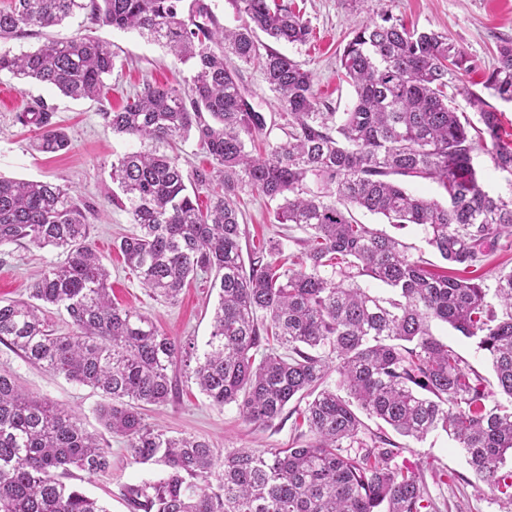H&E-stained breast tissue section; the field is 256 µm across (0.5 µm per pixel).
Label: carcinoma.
<instances>
[{
	"label": "carcinoma",
	"mask_w": 512,
	"mask_h": 512,
	"mask_svg": "<svg viewBox=\"0 0 512 512\" xmlns=\"http://www.w3.org/2000/svg\"><path fill=\"white\" fill-rule=\"evenodd\" d=\"M240 24H219L208 0H12L0 9V42L84 13L95 24L133 30L164 46L193 74L184 89L147 83L105 125L140 148L112 160V204L139 231L116 247L154 296L177 301L189 278L213 276L218 301L207 349L159 331L116 306L109 271L90 241V206L66 185L0 177V246H51L65 254L30 284L28 298L0 300V343L27 363L99 390L100 423L127 441L136 464L157 479L127 484L129 512H434L420 476L391 466L383 435L365 453L344 443L362 430L360 413L403 437L442 431L461 449L489 493L512 505V409L489 406L484 379L436 338L439 321L472 338L492 363L499 392L512 399V270L490 290L472 278L435 275L398 238L357 222L351 208L397 229L418 226L450 266L480 267L512 238V195H492L474 165L481 148L512 173V142L501 112L463 84L470 69L442 32L408 30L387 12L350 32L341 68L356 94L347 112H325L313 75L263 42L302 44L310 27L289 0H233ZM230 52L258 63L279 120L255 109ZM109 45L75 34L32 52L0 49V73L35 79L72 99H97L112 74ZM484 88L512 103V40L498 46ZM464 93L477 135L448 91ZM16 121L43 153L70 146L55 113L35 101ZM194 137L208 169L182 167L166 152ZM437 183L443 201L410 191ZM209 196L201 207L199 191ZM248 190L276 203L274 220L308 234L281 240L245 267L237 198ZM330 267L333 276L323 275ZM390 288L384 298L360 284ZM66 312L71 331L54 335L41 317ZM195 366H190V361ZM217 406L235 405L249 424L268 426L292 400L305 402L309 441L284 451L223 452L195 435L172 436L142 410L173 398L175 369ZM339 375L343 398L328 383ZM110 466V452L62 404L26 393L0 369V512H107L66 482Z\"/></svg>",
	"instance_id": "1"
}]
</instances>
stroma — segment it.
Wrapping results in <instances>:
<instances>
[{"instance_id": "1", "label": "stroma", "mask_w": 512, "mask_h": 512, "mask_svg": "<svg viewBox=\"0 0 512 512\" xmlns=\"http://www.w3.org/2000/svg\"><path fill=\"white\" fill-rule=\"evenodd\" d=\"M294 4L308 20L312 38L304 45H279L278 50L312 72L320 101L334 112L348 111L356 98L353 87L341 73L339 50L366 13L386 11L407 27L447 33L471 65L464 76L465 85L477 92L482 91L493 68L497 44L501 39H512V0H367L361 11L356 10L352 0H294ZM76 32L108 44L115 55V67L106 80L102 100H74L34 80L0 74V176L69 185L73 194L96 212L90 220V239L110 272L114 302L151 317L161 331L191 342L196 352H203L218 300L209 280H194L183 288L177 302H164L150 295L113 246L122 236L136 232L137 227L131 224L126 212L112 204V161L138 149L139 143L113 134L100 115L101 108L112 110L125 105L145 83L184 84L189 68L149 38L90 23L81 15L59 26L9 40L6 46L18 54ZM38 99L55 108L57 121L70 137L68 150L56 154L37 151L33 145L34 132L16 121L17 112ZM274 208V203L262 196L248 191L240 193L241 220L250 231V247H260L289 232L301 237V230L291 231L286 225L275 223ZM63 259L61 251L50 246H0V300L26 297L29 285L50 265ZM0 368L10 370L25 391L71 408L89 432L102 436L111 453L110 469L91 476L74 471L73 482L102 502L109 512H129L121 496L123 485L152 479L159 468L132 463L126 440L105 432L96 412L102 401L100 392L33 367L3 344ZM144 418L149 425L169 434L199 436L224 450L276 451L291 447L299 435L290 418L276 420L264 428L244 423L236 406L213 405L192 379L184 377L179 380L177 396L166 405L147 407ZM365 425L358 436L359 443L370 444L376 433L390 434L400 448L394 465L422 475L438 512H512V506L485 489L446 434L433 433L415 441L391 433L388 425L375 418L366 419ZM442 472L455 474V482H440L438 475Z\"/></svg>"}]
</instances>
